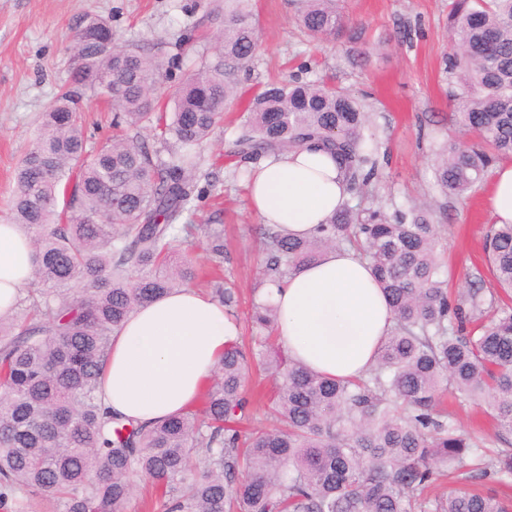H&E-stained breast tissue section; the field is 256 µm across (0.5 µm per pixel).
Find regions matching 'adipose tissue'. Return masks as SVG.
Returning <instances> with one entry per match:
<instances>
[{
	"instance_id": "ef3b65f1",
	"label": "adipose tissue",
	"mask_w": 512,
	"mask_h": 512,
	"mask_svg": "<svg viewBox=\"0 0 512 512\" xmlns=\"http://www.w3.org/2000/svg\"><path fill=\"white\" fill-rule=\"evenodd\" d=\"M248 196L262 223L309 237L346 200L347 187L329 153L297 148L256 166ZM488 207L495 223L512 224V162L495 166ZM31 279L29 238L0 219V314L14 309ZM268 291L288 355L334 378L364 374L393 325L369 265L344 247ZM238 333L220 303L192 288L136 308L112 338L100 386L104 407L145 426L183 411L199 396L227 339Z\"/></svg>"
}]
</instances>
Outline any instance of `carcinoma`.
<instances>
[{
    "label": "carcinoma",
    "instance_id": "1",
    "mask_svg": "<svg viewBox=\"0 0 512 512\" xmlns=\"http://www.w3.org/2000/svg\"><path fill=\"white\" fill-rule=\"evenodd\" d=\"M225 2L219 46L201 54L168 112L155 95L164 75L158 44L118 45L94 17L75 27L72 81L109 101L113 134L87 150L76 94L65 91L16 169L10 220L33 243L36 288L24 317L0 315V509L19 512L15 493L25 491L60 500L65 512H123L137 472L162 512H512V501L467 488L512 478V306L480 276L477 287L448 296L440 225L424 207L391 221L379 208L345 204L307 238L259 227L268 283L343 244L371 265L395 325L366 375L330 378L292 360L268 298L250 314L260 331L254 345L237 337L225 344L196 404L152 427L102 406L98 375L112 335L136 307L199 277L192 259H172L174 242L200 232L211 268L224 264L221 231L192 220L203 193L198 148L224 122L259 38L248 0ZM295 7L313 38L331 39L347 24L338 0ZM448 34L459 86L452 116L471 142L448 141L434 178L442 193L463 199L512 156V0H453ZM366 122L352 94L284 79L254 99L230 153L247 164L322 148L355 194L378 178ZM484 251L512 301V224L492 225ZM213 288L237 320L235 288L222 278ZM252 361L275 380V424L247 432L240 424L249 419ZM446 389L492 410L503 445L494 458L482 461L448 421ZM448 464L460 486L425 497Z\"/></svg>",
    "mask_w": 512,
    "mask_h": 512
}]
</instances>
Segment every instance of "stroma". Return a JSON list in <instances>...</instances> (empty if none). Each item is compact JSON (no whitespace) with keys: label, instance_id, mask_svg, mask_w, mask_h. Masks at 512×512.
I'll return each instance as SVG.
<instances>
[{"label":"stroma","instance_id":"obj_1","mask_svg":"<svg viewBox=\"0 0 512 512\" xmlns=\"http://www.w3.org/2000/svg\"><path fill=\"white\" fill-rule=\"evenodd\" d=\"M450 0H346L347 26L324 41L303 34L293 0H250L260 31L249 68L237 78L236 98L224 123L200 153L204 171L219 178L218 199L198 203L202 218L224 232V275L237 287L240 332L252 336L248 313L263 289L264 253L259 218L250 208L247 181L230 143L254 97L290 76L322 78L362 103L368 132L379 143V181L371 196L350 195V206L377 205L394 215L427 200L441 226L439 249L451 293L486 270L482 241L493 222L488 184L466 199L438 192L432 161L454 135L450 99L458 86L445 69ZM224 0H0V219L8 215L15 171L30 150L43 112L71 83L70 56L76 22L86 14L106 18L120 44L161 43L171 67L156 85L161 102L183 85L196 51L213 47ZM455 425L483 451L496 448L484 407L449 399Z\"/></svg>","mask_w":512,"mask_h":512}]
</instances>
